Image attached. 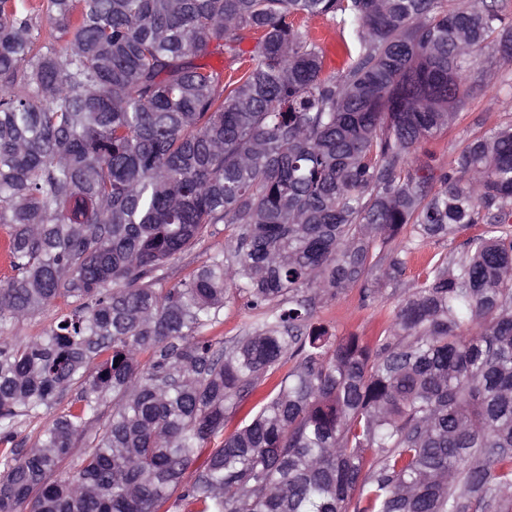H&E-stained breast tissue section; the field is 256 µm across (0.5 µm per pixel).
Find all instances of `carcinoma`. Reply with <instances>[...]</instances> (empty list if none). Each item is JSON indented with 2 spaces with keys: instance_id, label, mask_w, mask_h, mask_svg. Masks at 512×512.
Listing matches in <instances>:
<instances>
[{
  "instance_id": "1",
  "label": "carcinoma",
  "mask_w": 512,
  "mask_h": 512,
  "mask_svg": "<svg viewBox=\"0 0 512 512\" xmlns=\"http://www.w3.org/2000/svg\"><path fill=\"white\" fill-rule=\"evenodd\" d=\"M36 11L0 0V512H512V124L417 155L508 2L47 0L59 48ZM297 17L348 29L339 76ZM473 224L373 342L315 321ZM229 234L223 224H215L209 233L191 251L173 259L167 265V285H170L201 265L211 254L224 247V239ZM227 288V295L231 299L224 308L223 324L219 325L214 332L217 336H224L226 339L241 334L245 321V314L240 309L236 286L233 283H228ZM55 310L56 307L52 305L45 308L34 317L27 319L11 328L10 334L20 338L40 335L44 330L49 328L53 320ZM69 397L70 396L68 395L67 398L59 406L56 407V409L52 410L50 415L47 414L46 416H43V418L39 420H35L32 423H28L19 430L16 442L21 444V448H28L32 444L35 436L42 429V427L50 420L52 415L66 407Z\"/></svg>"
}]
</instances>
